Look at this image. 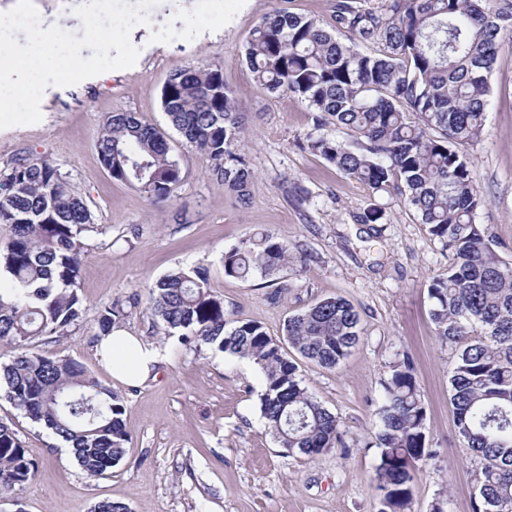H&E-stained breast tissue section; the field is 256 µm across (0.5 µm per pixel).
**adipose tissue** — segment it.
<instances>
[{
    "mask_svg": "<svg viewBox=\"0 0 512 512\" xmlns=\"http://www.w3.org/2000/svg\"><path fill=\"white\" fill-rule=\"evenodd\" d=\"M100 363L113 379L137 386L156 376L163 363L161 350L127 330L116 327L96 347Z\"/></svg>",
    "mask_w": 512,
    "mask_h": 512,
    "instance_id": "adipose-tissue-1",
    "label": "adipose tissue"
}]
</instances>
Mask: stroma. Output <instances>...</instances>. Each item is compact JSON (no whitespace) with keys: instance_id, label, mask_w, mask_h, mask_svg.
I'll use <instances>...</instances> for the list:
<instances>
[{"instance_id":"1","label":"stroma","mask_w":512,"mask_h":512,"mask_svg":"<svg viewBox=\"0 0 512 512\" xmlns=\"http://www.w3.org/2000/svg\"><path fill=\"white\" fill-rule=\"evenodd\" d=\"M284 9L329 22L333 0H158L130 41L135 64L58 89H45L39 123L0 129V168L20 154L48 157L88 201L103 234L89 233L77 293L88 308L68 335L47 344L74 359L122 396L129 443L122 461L90 478L48 429L0 400V421L16 430L35 471L22 491L0 497V512H93L102 500L131 512H379L375 466L378 401L395 362L410 357L427 408L429 445L437 461L420 466L411 512H473L480 461L459 447L449 401L454 352L435 334L427 284L448 254L418 215L396 195L371 193L307 146L312 114L289 94L259 90L239 56L253 27ZM219 30L197 42L182 20ZM218 58L224 81L244 113L243 152L254 173L247 200L225 192L208 164L169 125L161 89L175 68ZM487 120L463 149L484 204L476 224L486 242L512 263V35L497 46ZM131 111L171 143L183 174L178 196L156 202L114 180L96 142L109 113ZM377 223H360L371 206ZM266 231L310 255L276 280L224 274V253ZM205 268L212 292L233 320L259 323L273 338L285 318L316 301L341 296L359 311L363 336L351 355L327 370L297 365L308 391L340 420L342 450L306 459L289 454L262 416V375L250 362L207 346L164 336L137 294L180 267ZM287 283L277 293V282ZM121 302V327L166 356L157 377L131 387L112 379L96 357L94 312Z\"/></svg>"}]
</instances>
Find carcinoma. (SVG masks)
I'll return each mask as SVG.
<instances>
[{
  "mask_svg": "<svg viewBox=\"0 0 512 512\" xmlns=\"http://www.w3.org/2000/svg\"><path fill=\"white\" fill-rule=\"evenodd\" d=\"M333 22L330 30L304 15L268 14L243 46L242 61L261 90L304 102L316 127L347 130L352 143L322 135L308 147L373 193L400 195L449 251L448 272L428 293L436 335L455 348V432L482 461L474 512H512V264L475 224L481 199L459 151L484 131L497 43L512 34V0H335ZM160 106L216 180L246 196L253 172L223 63L204 57L174 69ZM97 151L112 178L154 201L176 196L182 171L172 147L137 113H110ZM0 228L8 234L0 247V343L14 349L0 363V398L51 430L88 477L104 476L128 443L123 399L79 362L39 345L83 320L76 292L83 239L106 227L95 224L53 162L25 155L0 170ZM293 259L291 243L261 232L224 253V274L268 277ZM146 302L167 335L258 366L263 418L288 453L312 458L340 442L337 416L301 386L285 348L321 368L338 367L361 341L360 314L347 300L326 298L289 316L285 347L255 322L226 319L200 267L164 275L148 287ZM122 316L117 303L98 308L99 335H109ZM379 416L380 512H410L414 470L437 452L427 446V410L407 355L383 383ZM33 469L16 432L1 422L0 494L23 487Z\"/></svg>",
  "mask_w": 512,
  "mask_h": 512,
  "instance_id": "obj_1",
  "label": "carcinoma"
}]
</instances>
